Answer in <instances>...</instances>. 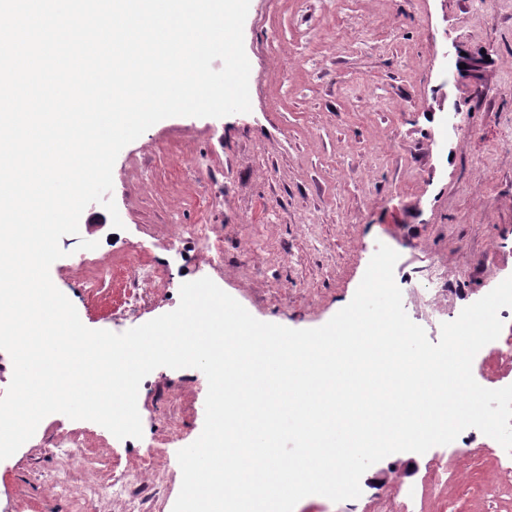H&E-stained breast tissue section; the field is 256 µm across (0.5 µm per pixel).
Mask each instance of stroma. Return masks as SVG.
Segmentation results:
<instances>
[{"label":"stroma","mask_w":512,"mask_h":512,"mask_svg":"<svg viewBox=\"0 0 512 512\" xmlns=\"http://www.w3.org/2000/svg\"><path fill=\"white\" fill-rule=\"evenodd\" d=\"M449 39L465 65L448 71ZM244 48L250 112L166 118L125 146L112 173L122 228L101 204L87 206L79 234L60 241L53 283L86 327L126 332L175 310L179 295L153 290L117 316L123 281L86 291L91 271L79 258L106 253L118 264L141 249L173 282L211 278L256 319L308 329L352 300L383 243L422 267L427 286L404 294L405 311L438 341L442 319L478 298L491 271L512 272V0H250ZM455 107L469 131L449 137L442 159L431 131ZM208 182L222 188L220 210L204 205ZM173 224L212 225L223 259L170 248ZM492 242L502 249L489 267ZM203 378L196 368L153 370L137 398L143 436L118 445L95 422L48 415L0 473V512L40 501L44 476L63 463L54 446L63 434L91 451L71 466L55 512H73L90 472H112L157 443L167 492L154 510L172 512L177 452L204 425ZM162 414L178 420L180 444H168ZM105 443L113 454H99ZM493 446L475 442L467 479L437 497L423 477L431 458L449 456L445 445L391 454L365 472L359 498L312 495L294 512H393L387 494L401 485L416 488L411 512H512V468L491 460Z\"/></svg>","instance_id":"35a3bbf8"}]
</instances>
